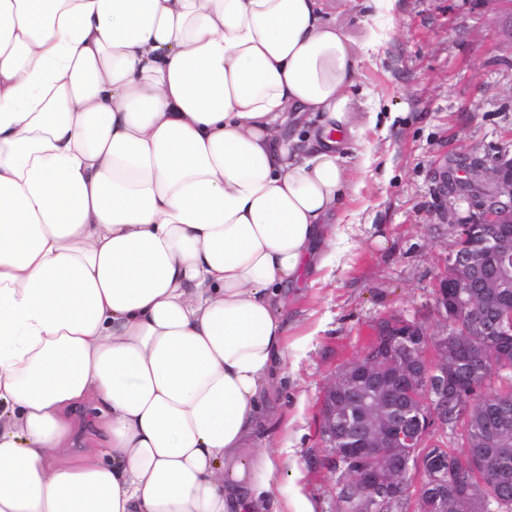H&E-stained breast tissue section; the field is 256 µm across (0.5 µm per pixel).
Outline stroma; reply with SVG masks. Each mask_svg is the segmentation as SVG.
<instances>
[{"label":"stroma","instance_id":"obj_1","mask_svg":"<svg viewBox=\"0 0 512 512\" xmlns=\"http://www.w3.org/2000/svg\"><path fill=\"white\" fill-rule=\"evenodd\" d=\"M395 25L363 11L339 15L356 44L377 34L363 61L359 102L378 96L387 128L353 139L346 153L354 190L335 267L288 301L299 341L274 401L290 427L284 484L313 512H340L341 473L320 431L323 397L344 365L363 352L371 328L400 316L438 328L435 287L474 213L447 195L439 173L459 155L491 158L512 148V5L483 0H397Z\"/></svg>","mask_w":512,"mask_h":512}]
</instances>
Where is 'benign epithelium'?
Segmentation results:
<instances>
[{
  "mask_svg": "<svg viewBox=\"0 0 512 512\" xmlns=\"http://www.w3.org/2000/svg\"><path fill=\"white\" fill-rule=\"evenodd\" d=\"M459 178L442 175L448 194L475 202L477 212L459 224L458 245L448 254L445 273L435 289L439 330L419 321L381 320L361 355L349 362L324 394L321 431L333 448V460L368 458L372 465L352 471L354 483L373 502L358 512H388L408 492L410 470H422L428 437L443 429L442 415L465 394L460 374L477 336L495 347L512 343V151L493 160L464 157ZM495 413L496 446L512 447V412ZM471 470L480 490L497 474L485 456ZM436 471L420 481L418 512H458L448 495L433 488L447 483Z\"/></svg>",
  "mask_w": 512,
  "mask_h": 512,
  "instance_id": "obj_1",
  "label": "benign epithelium"
}]
</instances>
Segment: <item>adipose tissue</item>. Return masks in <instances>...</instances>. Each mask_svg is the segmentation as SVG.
Returning <instances> with one entry per match:
<instances>
[{
  "label": "adipose tissue",
  "mask_w": 512,
  "mask_h": 512,
  "mask_svg": "<svg viewBox=\"0 0 512 512\" xmlns=\"http://www.w3.org/2000/svg\"><path fill=\"white\" fill-rule=\"evenodd\" d=\"M325 2L0 0V512H310L255 441L380 118Z\"/></svg>",
  "instance_id": "ef3b65f1"
}]
</instances>
